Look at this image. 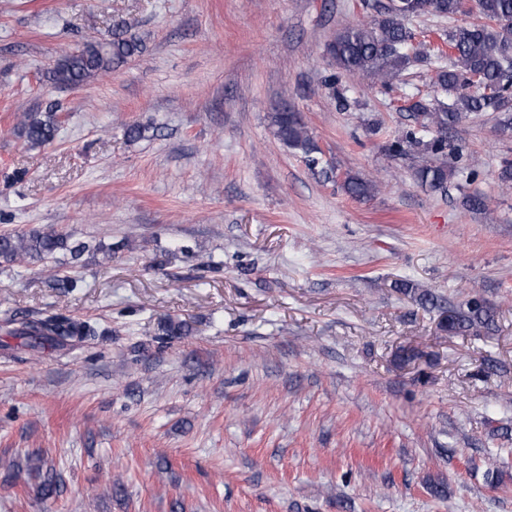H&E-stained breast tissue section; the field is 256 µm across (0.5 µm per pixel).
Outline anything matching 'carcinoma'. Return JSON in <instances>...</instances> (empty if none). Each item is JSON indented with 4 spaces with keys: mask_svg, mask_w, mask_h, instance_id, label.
<instances>
[{
    "mask_svg": "<svg viewBox=\"0 0 512 512\" xmlns=\"http://www.w3.org/2000/svg\"><path fill=\"white\" fill-rule=\"evenodd\" d=\"M464 0H387L376 6V15L367 22L350 24L336 32L326 45L333 72L327 84L334 86L341 78L370 75L383 85L392 81L411 63L410 51L416 34L405 26L408 17L430 14L450 21L463 13ZM479 20L455 24L446 40L450 55L433 52L435 61L448 58V65L436 67L435 82L448 89L453 101H416L410 106L416 127L392 140L386 150L401 155L409 149L432 156L436 163L415 171L421 184L431 190L448 183V131L455 130L477 112L498 113L496 131L512 136V0H475ZM143 50L140 39L116 34L112 39L90 41L78 52L57 62L50 78L58 86H79L113 66L128 61ZM274 136L287 148L303 155L313 174L328 175L322 166V152L297 112L287 108L272 115ZM59 131L55 106L44 112H26L20 132L32 146L54 141ZM345 194L365 199L376 190L375 182L357 175H347L340 183ZM94 249L106 255L112 246L95 247L75 241L70 235L40 228L0 234V262L52 263L59 254L70 256L77 264L85 252ZM400 293L413 298L428 310L441 311L442 328L450 334H470L496 329L495 305L481 295L466 299L460 306L442 308L441 300L429 290L418 291L408 282L397 285ZM13 334L26 338L30 346L60 348L77 339L83 342L102 336L105 331L88 321L56 315L37 321H25Z\"/></svg>",
    "mask_w": 512,
    "mask_h": 512,
    "instance_id": "cac0c4a2",
    "label": "carcinoma"
}]
</instances>
